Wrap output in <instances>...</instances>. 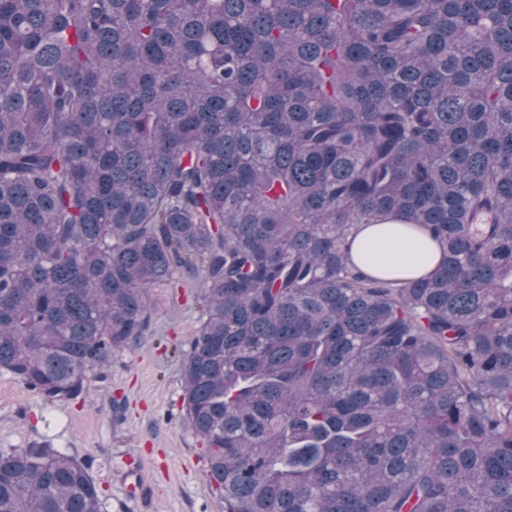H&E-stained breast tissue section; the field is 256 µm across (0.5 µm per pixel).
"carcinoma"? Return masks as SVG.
Here are the masks:
<instances>
[{
  "label": "carcinoma",
  "mask_w": 512,
  "mask_h": 512,
  "mask_svg": "<svg viewBox=\"0 0 512 512\" xmlns=\"http://www.w3.org/2000/svg\"><path fill=\"white\" fill-rule=\"evenodd\" d=\"M182 269L224 512H512V0H0V370L77 399ZM0 512L101 505L33 444ZM382 258L380 264L368 261L370 251ZM352 256L364 272L376 274L381 265L399 266L406 275L432 270L440 253L429 237L405 224H369L362 226L352 245Z\"/></svg>",
  "instance_id": "1"
}]
</instances>
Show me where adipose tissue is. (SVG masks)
<instances>
[{"instance_id":"adipose-tissue-1","label":"adipose tissue","mask_w":512,"mask_h":512,"mask_svg":"<svg viewBox=\"0 0 512 512\" xmlns=\"http://www.w3.org/2000/svg\"><path fill=\"white\" fill-rule=\"evenodd\" d=\"M372 251L379 253L383 263L400 267L408 275L428 272L440 261L431 239L403 224L362 226L353 242L352 256L357 266L369 274L376 273L379 265L368 261L367 255Z\"/></svg>"}]
</instances>
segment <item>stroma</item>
<instances>
[{
	"label": "stroma",
	"mask_w": 512,
	"mask_h": 512,
	"mask_svg": "<svg viewBox=\"0 0 512 512\" xmlns=\"http://www.w3.org/2000/svg\"><path fill=\"white\" fill-rule=\"evenodd\" d=\"M201 316L199 281L177 273L146 336L112 362L106 389L51 403L0 371V449L46 443L83 463L101 512H224L205 477L203 443L180 422L182 349ZM148 491H126L128 472Z\"/></svg>",
	"instance_id": "obj_1"
}]
</instances>
